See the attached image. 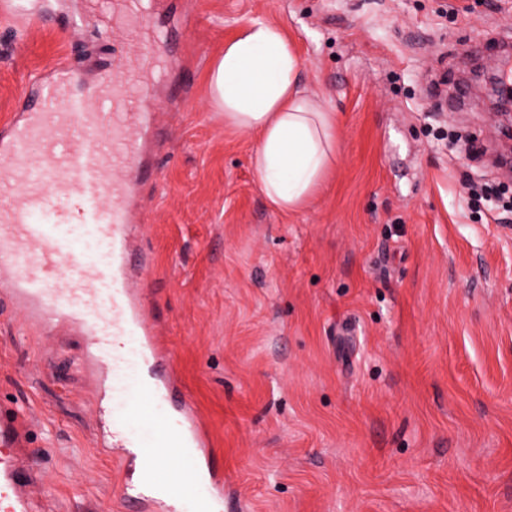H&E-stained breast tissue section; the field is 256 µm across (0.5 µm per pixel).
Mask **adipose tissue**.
Returning a JSON list of instances; mask_svg holds the SVG:
<instances>
[{
  "instance_id": "obj_1",
  "label": "adipose tissue",
  "mask_w": 512,
  "mask_h": 512,
  "mask_svg": "<svg viewBox=\"0 0 512 512\" xmlns=\"http://www.w3.org/2000/svg\"><path fill=\"white\" fill-rule=\"evenodd\" d=\"M299 58L280 26L251 20L209 70L224 121L257 134L251 165L272 207L305 206L336 165V115L297 81Z\"/></svg>"
}]
</instances>
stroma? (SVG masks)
I'll use <instances>...</instances> for the list:
<instances>
[{"instance_id": "obj_1", "label": "stroma", "mask_w": 512, "mask_h": 512, "mask_svg": "<svg viewBox=\"0 0 512 512\" xmlns=\"http://www.w3.org/2000/svg\"><path fill=\"white\" fill-rule=\"evenodd\" d=\"M27 8L0 14V124L62 62L78 93L141 63L85 0ZM254 18L336 114V168L288 214L256 135L210 104L211 61ZM148 23L180 62L150 79L146 287L231 492L248 512H512V163L481 80L512 92V0H155ZM88 347L0 305V406L29 424L38 512H126Z\"/></svg>"}]
</instances>
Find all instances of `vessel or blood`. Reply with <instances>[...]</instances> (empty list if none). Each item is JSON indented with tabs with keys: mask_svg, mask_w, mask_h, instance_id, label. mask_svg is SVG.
Masks as SVG:
<instances>
[{
	"mask_svg": "<svg viewBox=\"0 0 512 512\" xmlns=\"http://www.w3.org/2000/svg\"><path fill=\"white\" fill-rule=\"evenodd\" d=\"M152 0H113L112 22L128 37L147 35ZM65 66L39 87V111L0 136V302L27 311V326L68 322L91 336L93 360L112 370V422L99 448H128L138 482H122L139 512H176L189 501L207 512L224 496L210 433L180 393L157 314L134 288L150 263L136 250L129 198L153 184L143 138L156 124L136 77L104 75L85 96L68 91ZM25 183L14 194L12 181ZM23 424L0 413V512H35L36 475L25 465ZM179 456L184 469L167 473Z\"/></svg>",
	"mask_w": 512,
	"mask_h": 512,
	"instance_id": "vessel-or-blood-1",
	"label": "vessel or blood"
}]
</instances>
